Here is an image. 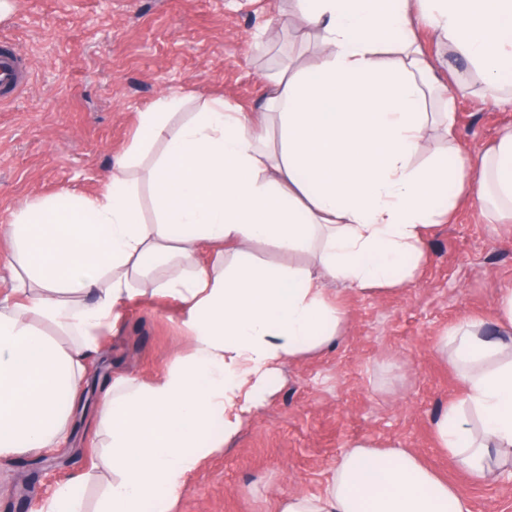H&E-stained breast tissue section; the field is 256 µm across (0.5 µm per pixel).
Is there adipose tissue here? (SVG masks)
Returning <instances> with one entry per match:
<instances>
[{
  "label": "adipose tissue",
  "mask_w": 512,
  "mask_h": 512,
  "mask_svg": "<svg viewBox=\"0 0 512 512\" xmlns=\"http://www.w3.org/2000/svg\"><path fill=\"white\" fill-rule=\"evenodd\" d=\"M298 0L320 50L268 74L266 109L207 101L175 126L183 105L163 96L139 115L100 195L73 192L23 204L8 225L19 269L0 297V458L59 447L87 378L89 353L132 297L165 296L182 309L185 346L144 381L116 377L97 427L110 477L94 512H172L187 479L223 452L264 406L285 363L334 348L345 323L326 281L380 295L414 280L427 228L465 202L493 198L512 221V127L494 147L456 164L420 161L434 123L427 95L456 96L419 47L420 26L470 62L487 85L512 73V0ZM149 171L154 223H144L125 171L155 141ZM257 242L282 253L320 243L306 268L256 265ZM213 260H199L202 246ZM232 253L234 264L224 262ZM172 272L150 279L156 266ZM463 372L465 395L432 423L470 478H497L512 460V290L493 329L465 318L441 340ZM280 512H469L456 488L401 449L350 445L322 495L288 494Z\"/></svg>",
  "instance_id": "ef3b65f1"
}]
</instances>
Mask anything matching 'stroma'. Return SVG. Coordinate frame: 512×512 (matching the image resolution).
<instances>
[{"label":"stroma","mask_w":512,"mask_h":512,"mask_svg":"<svg viewBox=\"0 0 512 512\" xmlns=\"http://www.w3.org/2000/svg\"><path fill=\"white\" fill-rule=\"evenodd\" d=\"M23 52L25 91L0 105V225L25 202L64 190L98 195L113 153L137 132L139 112L159 97H184L179 123L211 98L258 112L264 74L319 51L302 29L296 0H13L0 37ZM425 58L456 100V145L478 156L512 125V105L489 102L480 73L429 31ZM428 258L413 282L379 296L335 284L345 316L335 348L283 366L256 420L188 481L175 512H278L283 495H318L358 441L407 449L455 484L472 512H512V484L472 483L439 450L432 419L460 401V370L440 351L467 317L491 319L512 288V223H492L484 205L460 207L431 228ZM177 301L129 300L103 355H91L84 408L69 442L37 456L0 459V512H36L58 483L98 461L97 404L112 378L163 373L183 343Z\"/></svg>","instance_id":"stroma-1"}]
</instances>
